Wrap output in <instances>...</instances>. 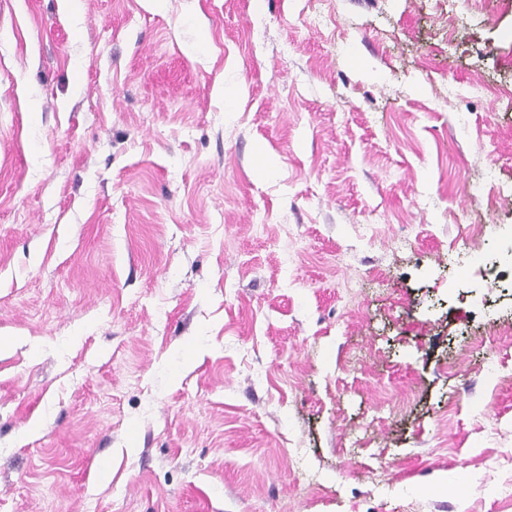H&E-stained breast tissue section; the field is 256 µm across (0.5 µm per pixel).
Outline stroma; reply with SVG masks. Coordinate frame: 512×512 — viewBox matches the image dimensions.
I'll use <instances>...</instances> for the list:
<instances>
[{
    "label": "stroma",
    "mask_w": 512,
    "mask_h": 512,
    "mask_svg": "<svg viewBox=\"0 0 512 512\" xmlns=\"http://www.w3.org/2000/svg\"><path fill=\"white\" fill-rule=\"evenodd\" d=\"M81 5L0 0V512H512V290L446 288L512 0Z\"/></svg>",
    "instance_id": "35a3bbf8"
}]
</instances>
